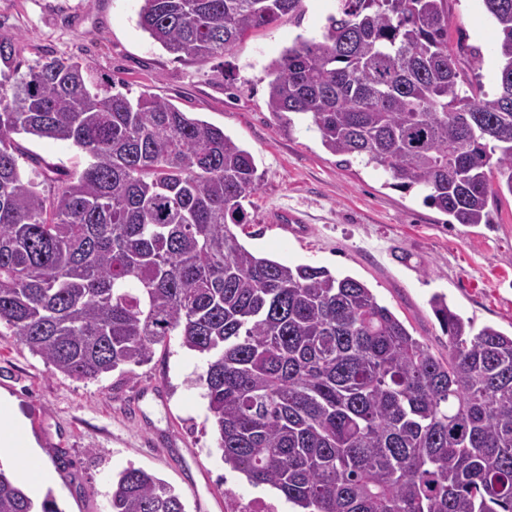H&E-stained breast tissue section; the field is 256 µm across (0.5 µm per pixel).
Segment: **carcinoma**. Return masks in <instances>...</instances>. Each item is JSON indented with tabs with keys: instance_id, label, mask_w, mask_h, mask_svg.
Masks as SVG:
<instances>
[{
	"instance_id": "carcinoma-1",
	"label": "carcinoma",
	"mask_w": 512,
	"mask_h": 512,
	"mask_svg": "<svg viewBox=\"0 0 512 512\" xmlns=\"http://www.w3.org/2000/svg\"><path fill=\"white\" fill-rule=\"evenodd\" d=\"M449 0H336L321 39L269 65L267 105L306 115L322 145L390 175L458 224L512 194V0H482L498 88L448 45ZM302 0H142L138 26L179 60L231 51ZM468 84L469 92L462 91ZM86 154L78 175L21 174L17 135ZM255 159L224 130L87 65L0 73V329L55 372L95 382L176 337L200 376L224 464L301 512H512V336L431 300L448 358L364 283L242 245ZM0 512L36 504L0 467ZM110 512H186L142 468Z\"/></svg>"
}]
</instances>
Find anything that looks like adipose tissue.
Segmentation results:
<instances>
[{"label":"adipose tissue","instance_id":"adipose-tissue-1","mask_svg":"<svg viewBox=\"0 0 512 512\" xmlns=\"http://www.w3.org/2000/svg\"><path fill=\"white\" fill-rule=\"evenodd\" d=\"M0 448L5 449L18 464V480L32 493L40 491L52 481L37 452V444L30 437L25 420L14 400L0 394Z\"/></svg>","mask_w":512,"mask_h":512}]
</instances>
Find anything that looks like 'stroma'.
<instances>
[{"mask_svg":"<svg viewBox=\"0 0 512 512\" xmlns=\"http://www.w3.org/2000/svg\"><path fill=\"white\" fill-rule=\"evenodd\" d=\"M141 0H0V37L27 73L45 58L87 63L95 79L115 82L129 97L149 93L188 115L223 128L249 150L264 178L244 203L237 227L250 251L291 265L323 266L363 282L377 300L426 342L448 355V337L430 300L476 327L512 335V194L491 197L492 221L450 223L417 191L327 151L306 122L287 126L267 107L268 66L296 37H320L336 0H303L301 17L286 15L250 31L224 56L199 64L175 59L142 31ZM450 46L480 47L475 72L486 92L497 86L495 28L480 0H450ZM26 175L39 164L82 171L87 158L64 141L22 138ZM299 214L283 235L271 215ZM202 358L178 341L156 347L134 372L83 383L51 372L15 338L0 335V392L13 397L42 459L61 512H108L112 482L126 468L144 469L179 492L186 512H224V492L278 504L276 489L252 486L224 464L198 377Z\"/></svg>","mask_w":512,"mask_h":512,"instance_id":"1","label":"stroma"}]
</instances>
